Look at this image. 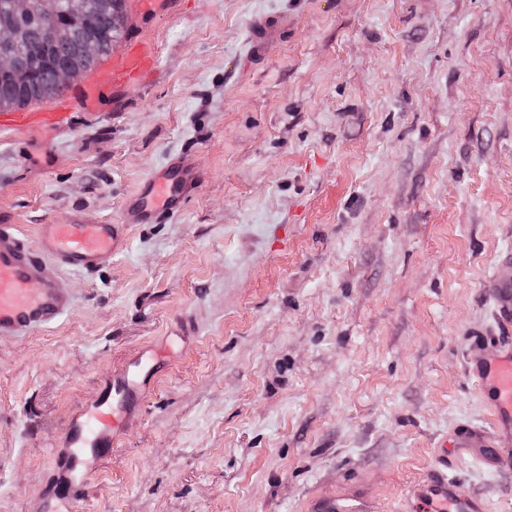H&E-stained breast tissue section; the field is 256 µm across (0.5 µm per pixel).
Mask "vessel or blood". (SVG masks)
Returning <instances> with one entry per match:
<instances>
[{
    "label": "vessel or blood",
    "mask_w": 512,
    "mask_h": 512,
    "mask_svg": "<svg viewBox=\"0 0 512 512\" xmlns=\"http://www.w3.org/2000/svg\"><path fill=\"white\" fill-rule=\"evenodd\" d=\"M155 60L152 44L132 40L105 67L94 68L90 84L58 100L46 112H1L0 124L58 131L68 127L76 110L91 109L99 86L121 88L137 80ZM194 185L187 159L153 172L140 198L128 202L120 224H43L34 242L24 240L13 224H0V338L25 336L57 320L69 299L57 284L58 269L94 270L106 265L123 249L131 224H154L178 213ZM484 288L494 305V324L472 332L468 369L488 406L492 423L483 430L463 426L455 447L478 459L491 471L512 470V252L499 255ZM165 368L159 348L153 347L104 382L99 401L72 416L60 442L70 480L84 479L90 453L112 447L138 416L151 380ZM408 503L423 512H485L482 499L448 479L441 470L430 471L408 492ZM314 512H372L371 503L358 493L318 500Z\"/></svg>",
    "instance_id": "1"
}]
</instances>
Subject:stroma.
<instances>
[{
  "mask_svg": "<svg viewBox=\"0 0 512 512\" xmlns=\"http://www.w3.org/2000/svg\"><path fill=\"white\" fill-rule=\"evenodd\" d=\"M135 35L154 69L70 131L0 127V218L31 241L122 223L173 158L196 177L107 267L59 272L56 322L0 339V512H310L353 486L401 512L439 443L491 424L466 351L512 250V0H167L113 51ZM183 323L141 416L60 484L71 415ZM448 475L512 512V472Z\"/></svg>",
  "mask_w": 512,
  "mask_h": 512,
  "instance_id": "stroma-1",
  "label": "stroma"
}]
</instances>
